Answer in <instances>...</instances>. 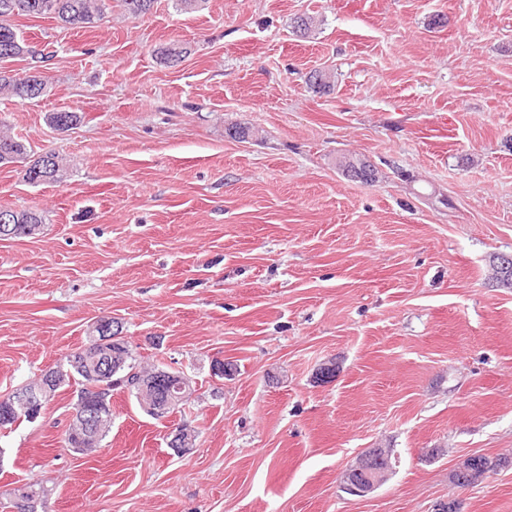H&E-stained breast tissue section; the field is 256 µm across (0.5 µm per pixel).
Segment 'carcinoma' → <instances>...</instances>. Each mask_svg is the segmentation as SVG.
Returning a JSON list of instances; mask_svg holds the SVG:
<instances>
[{
	"mask_svg": "<svg viewBox=\"0 0 512 512\" xmlns=\"http://www.w3.org/2000/svg\"><path fill=\"white\" fill-rule=\"evenodd\" d=\"M154 0H121L124 10L133 18L148 14L153 8ZM107 0H0V93H5L20 100L36 98L33 91L40 93L46 88V80L39 75L34 83L24 82L22 75L8 70L7 64L21 57H28L39 63V52L26 43L13 24L17 16L40 17L48 15L58 20L64 28H91L101 24L106 18ZM188 54V47L181 43H171L160 48L159 55L163 62L181 61ZM82 116L71 110H58L47 114L46 121L50 128L60 126L69 129L80 124ZM0 166L22 164V179L29 184L62 183L68 177V167L59 153L48 150L37 157H31V150L25 142L6 131L8 125L0 120ZM341 173L356 181L371 184L376 181V169L367 161L356 157H343L338 162ZM14 218L10 224L11 232L1 233L0 239L33 236L40 232L44 218L36 209L12 211ZM69 369L58 370L56 374L69 380L78 381L80 390L74 410L86 400L100 395L111 396L112 387L122 385L136 397L140 408H145V400L139 398L136 386L131 384L129 373L137 370L132 363V356L125 341L120 347L99 344L91 339L78 351L67 357ZM15 395L0 399V421L8 419L7 425L30 420L14 403ZM112 428V410H102L96 430L90 440H78L65 437L67 446L76 453H84L101 445ZM44 494V487L39 483H30L15 494L13 506L19 512H35L37 501Z\"/></svg>",
	"mask_w": 512,
	"mask_h": 512,
	"instance_id": "cac0c4a2",
	"label": "carcinoma"
}]
</instances>
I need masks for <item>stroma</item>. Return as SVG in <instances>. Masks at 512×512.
<instances>
[{"label": "stroma", "mask_w": 512, "mask_h": 512, "mask_svg": "<svg viewBox=\"0 0 512 512\" xmlns=\"http://www.w3.org/2000/svg\"><path fill=\"white\" fill-rule=\"evenodd\" d=\"M14 23L49 55L47 92L0 97V118L69 176L0 167V207L44 216L0 240V398L66 368L103 316L192 395L158 420L114 389L111 432L78 454L62 386L0 430V502L37 481V512H434L455 493L512 512V288L489 279L512 254V0H155L138 19L110 0L94 28ZM59 109L81 123L51 129ZM370 448L392 475L344 493ZM473 454L499 466L455 490ZM338 167L344 176L352 180L366 184L376 181V169L363 159L344 156L339 160ZM14 218L10 224L11 233H1L0 239L33 236L40 232L44 218L41 212L36 209L12 210L8 209Z\"/></svg>", "instance_id": "35a3bbf8"}]
</instances>
